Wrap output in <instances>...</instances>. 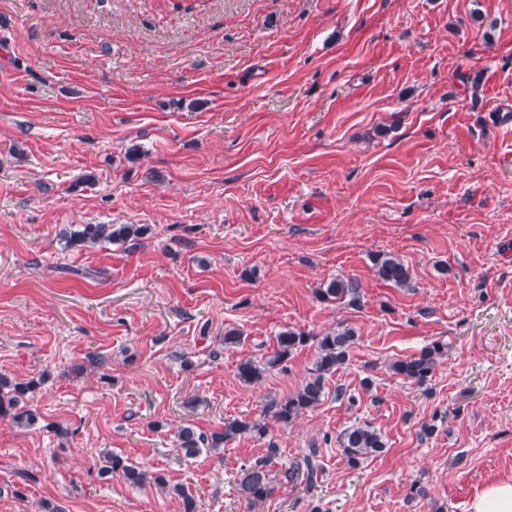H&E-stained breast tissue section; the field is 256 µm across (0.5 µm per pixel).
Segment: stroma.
Masks as SVG:
<instances>
[{"label": "stroma", "mask_w": 512, "mask_h": 512, "mask_svg": "<svg viewBox=\"0 0 512 512\" xmlns=\"http://www.w3.org/2000/svg\"><path fill=\"white\" fill-rule=\"evenodd\" d=\"M83 224L148 231L66 247ZM342 276L358 306L318 297ZM341 324L318 407L182 458L178 426L262 418L316 351L251 385L241 361ZM435 341L424 386L393 374ZM0 371L49 375L36 427L0 418V512H183L101 478L108 453L196 512H469L512 476V0H0ZM364 423L386 447L354 466L337 438ZM311 448L316 484L286 481ZM372 266L381 280L396 287L410 285L409 268L399 258L386 253H378L372 257ZM105 459L108 465L104 466V473L118 475L125 479L130 485L138 488L149 486L155 487L163 492H171L183 499L184 512H195V500L186 494L185 490L182 488L178 486L170 487L166 478L161 474L128 463L126 459L116 454L108 453L105 455ZM266 461H255L242 469L241 486L253 499H261L270 493V478Z\"/></svg>", "instance_id": "stroma-1"}]
</instances>
